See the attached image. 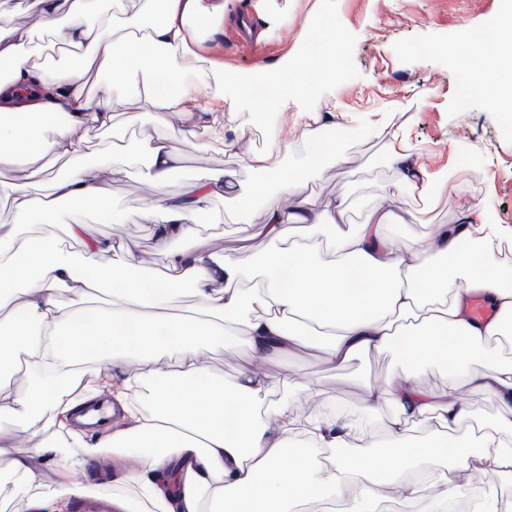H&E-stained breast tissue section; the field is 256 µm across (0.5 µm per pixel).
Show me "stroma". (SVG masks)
Here are the masks:
<instances>
[{"label": "stroma", "instance_id": "stroma-1", "mask_svg": "<svg viewBox=\"0 0 512 512\" xmlns=\"http://www.w3.org/2000/svg\"><path fill=\"white\" fill-rule=\"evenodd\" d=\"M506 0H234L224 11V38L212 43L210 56L238 70L249 71L275 63L294 52L299 34L313 28L321 14L335 15L344 38L343 70L333 83L320 86L316 96L331 104L336 112H382L392 126L405 128L415 152V166L430 172L447 171L438 205L419 213V201L407 190L396 188L397 175L388 161L385 140L373 134L355 136L345 130L341 148L350 157L348 164L323 169L310 183V202L324 209L342 188H350L352 220L360 222L372 207L412 213L406 224L393 233L404 240L420 239L436 225L448 223L456 215L477 217L482 210L512 225V126L487 100L473 98L467 110L455 104L461 79L450 63L446 48L460 27L483 28L501 19ZM427 44L428 54L417 53ZM110 101L118 123L113 140L124 149L103 163L90 155L83 164L91 168L108 190L106 205L113 221L100 223L95 212H76L59 206L53 219L57 238L74 255H82L81 245L68 238L66 227L86 224L88 235L122 240L141 260L146 272L165 271L167 250L156 242L150 225L129 221L130 213L156 201L157 192L142 170L127 160V149L149 136L165 140L183 156L189 172L226 166L237 169L242 188H249L260 175L242 166L237 156L226 153L221 144L198 145L201 129L187 125L174 113L148 114L141 102L131 99L121 88L104 79L100 86ZM294 119L290 112L256 115L250 107L224 115L227 136L238 139L241 151L267 146L274 132ZM122 175H112V167ZM231 201L214 200L204 210L192 214V232L176 241L179 249H233L247 264L258 261L267 242L243 241L241 225L231 223ZM402 367L391 351L371 353L343 366H326L314 356L288 359L277 368L290 379L310 384L313 395H297L288 408L293 417L307 415L314 407L332 404L344 416L359 422L362 436L359 450L378 454L384 450V420L365 408L364 385L386 391V379ZM123 458L103 449L75 472L77 482L92 489V498L113 499L112 482L123 470Z\"/></svg>", "mask_w": 512, "mask_h": 512}]
</instances>
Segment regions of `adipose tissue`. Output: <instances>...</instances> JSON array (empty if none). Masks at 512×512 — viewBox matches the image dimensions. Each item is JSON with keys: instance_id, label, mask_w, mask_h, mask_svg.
I'll use <instances>...</instances> for the list:
<instances>
[{"instance_id": "1", "label": "adipose tissue", "mask_w": 512, "mask_h": 512, "mask_svg": "<svg viewBox=\"0 0 512 512\" xmlns=\"http://www.w3.org/2000/svg\"><path fill=\"white\" fill-rule=\"evenodd\" d=\"M228 0H127L129 18H111L112 0H38L42 28L61 43L85 48L78 61L58 64L28 49L27 31L0 23V166L29 170L45 156L75 159L88 153L112 154V144L91 146L78 131L111 130L115 115L92 85L109 76L139 80V101L158 115L176 113L192 126H205L200 98L215 112L240 104L254 111L294 112L295 122L278 131L262 151L242 155L265 180L240 189L235 170L216 167L189 178L180 195L159 197L133 214L151 225L159 245L169 247L168 278L144 274L132 251L112 239L89 237L81 224L67 227L87 257L108 267L109 281L87 266L37 224L58 204L104 213L106 188L87 170L76 168L52 181L50 193L36 196L28 182L10 185L17 219L0 224V370L24 362L28 387L14 396L0 380V430L31 420L40 431L68 426L77 407L64 393L79 387L78 363L93 356L115 370L130 360L145 364L141 377L122 378L112 396L124 408L121 428L104 445L85 444V459L102 447L129 458L119 477L135 487L126 512H378L387 492L406 502H422L426 512L486 474L512 482V264L499 257L512 226L487 212L477 219H453L424 238L409 242L389 233L399 214L376 209L364 224L349 227V192L337 194L330 208L310 207L307 170L290 169L282 157L297 140L326 132L315 162L343 165L335 113L310 107L317 82H332L341 71L336 45L343 34L335 18L320 17L310 33L300 34L297 53L253 73H240L208 58L205 41L223 35L220 24ZM473 95L512 112V94L501 88L512 73V24L483 30L458 29L447 48ZM192 62L199 77L184 82L168 71L172 58ZM387 140L389 161L398 181L427 204L438 199L443 174L414 167L406 135L383 120L370 124ZM137 157L148 179L164 187L183 162L162 140L142 142ZM217 197L234 202L233 218L249 237L270 248L252 267L236 254L172 249L190 231L188 217ZM262 209L263 221L251 216ZM114 299L97 305L102 285ZM193 287L192 313L171 307L177 285ZM67 287L81 305H60L54 292ZM483 297L491 318L475 319L469 303ZM243 344L249 367L232 385L210 379L200 358L213 344ZM398 352L404 366L388 380L387 395L368 389L366 408L378 414L384 397L395 411L384 436L392 454L345 453L360 436L345 418L319 412L293 418L288 406L310 387L263 371L266 363L317 353L332 367L369 353ZM486 365L465 372L474 355ZM177 359L170 369L169 359ZM448 369L438 389L421 385L428 363ZM152 384L146 410L129 404L132 386ZM472 386L494 398L496 419L480 422L461 398ZM434 419L438 433L417 441L416 423ZM54 460L53 489L31 493L35 465ZM421 459L422 476L406 480L403 463ZM77 462L68 442L34 445L0 461V478L25 496L27 512H61L63 503L82 493L70 475Z\"/></svg>"}]
</instances>
